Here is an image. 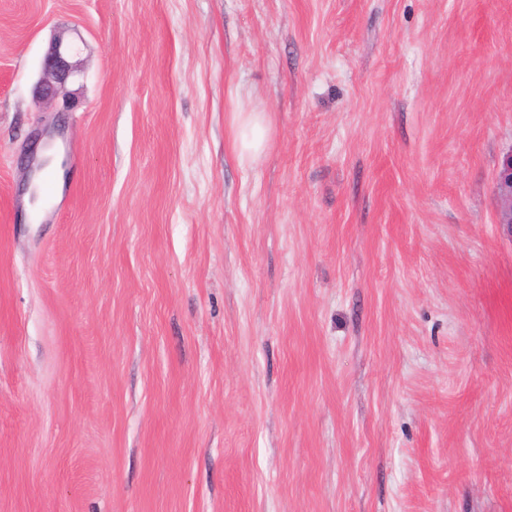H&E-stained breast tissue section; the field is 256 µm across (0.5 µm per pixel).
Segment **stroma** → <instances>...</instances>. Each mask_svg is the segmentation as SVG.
Returning <instances> with one entry per match:
<instances>
[{"mask_svg":"<svg viewBox=\"0 0 512 512\" xmlns=\"http://www.w3.org/2000/svg\"><path fill=\"white\" fill-rule=\"evenodd\" d=\"M511 151L512 0H0V512H512ZM81 62L73 59L63 34L55 35L42 58L41 75L33 88V99L39 106L48 107L60 97L63 99V109L56 111L68 112L67 83L81 70ZM268 142V126L265 112L240 110L232 117V145L243 164L257 158ZM494 193L497 200L496 222L512 233V153L503 159L496 172Z\"/></svg>","mask_w":512,"mask_h":512,"instance_id":"35a3bbf8","label":"stroma"}]
</instances>
